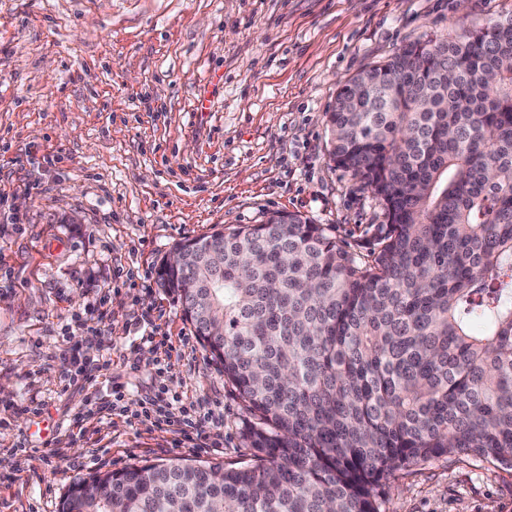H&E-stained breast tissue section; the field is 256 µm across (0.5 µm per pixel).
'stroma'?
I'll return each instance as SVG.
<instances>
[{"instance_id":"stroma-1","label":"stroma","mask_w":512,"mask_h":512,"mask_svg":"<svg viewBox=\"0 0 512 512\" xmlns=\"http://www.w3.org/2000/svg\"><path fill=\"white\" fill-rule=\"evenodd\" d=\"M509 15L512 0H0V206L20 219L0 222V512H58L96 472L251 463L244 404L176 296L154 282L108 294L116 267L156 275L181 239L276 210L367 256L381 207L327 157L340 85L407 44ZM146 311L191 338L162 374L131 331ZM89 348L112 359L98 400L117 385L124 398L46 463L88 397L64 388L56 357ZM157 393L175 420L198 396L223 405V447L178 448L139 422ZM382 490L381 512H512V470L470 456L407 468Z\"/></svg>"}]
</instances>
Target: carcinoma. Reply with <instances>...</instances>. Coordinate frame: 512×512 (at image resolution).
<instances>
[{
    "instance_id": "obj_1",
    "label": "carcinoma",
    "mask_w": 512,
    "mask_h": 512,
    "mask_svg": "<svg viewBox=\"0 0 512 512\" xmlns=\"http://www.w3.org/2000/svg\"><path fill=\"white\" fill-rule=\"evenodd\" d=\"M329 160L387 220L360 262L273 211L161 266L249 414V466L97 472L59 512H381L387 476L512 469V24L404 46L340 86Z\"/></svg>"
}]
</instances>
